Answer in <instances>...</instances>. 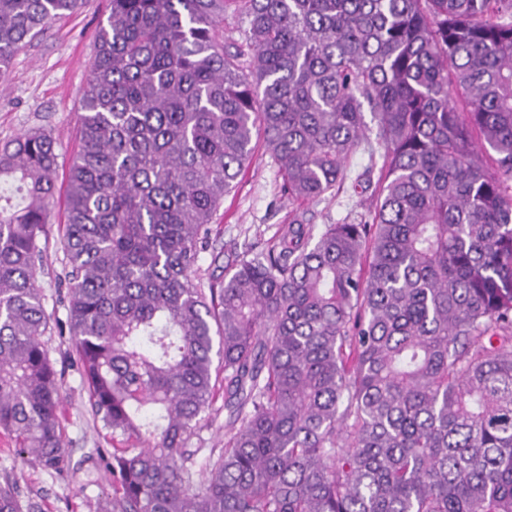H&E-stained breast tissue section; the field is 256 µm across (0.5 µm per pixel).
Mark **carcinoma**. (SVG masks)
Returning a JSON list of instances; mask_svg holds the SVG:
<instances>
[{
    "label": "carcinoma",
    "instance_id": "carcinoma-1",
    "mask_svg": "<svg viewBox=\"0 0 512 512\" xmlns=\"http://www.w3.org/2000/svg\"><path fill=\"white\" fill-rule=\"evenodd\" d=\"M83 4L0 0V80ZM80 95L63 251L116 443L99 512H512V0H110ZM259 140L297 201L366 150L372 221L297 215L205 278ZM59 168L43 130L0 147V432L54 471ZM220 396L224 447H191ZM0 512L36 509L5 482Z\"/></svg>",
    "mask_w": 512,
    "mask_h": 512
}]
</instances>
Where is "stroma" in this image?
I'll return each instance as SVG.
<instances>
[{
	"instance_id": "1",
	"label": "stroma",
	"mask_w": 512,
	"mask_h": 512,
	"mask_svg": "<svg viewBox=\"0 0 512 512\" xmlns=\"http://www.w3.org/2000/svg\"><path fill=\"white\" fill-rule=\"evenodd\" d=\"M108 12L109 0H86L79 13L55 20L15 56L6 80L0 83V144L22 132L43 129L55 140L60 164L68 163L79 144V90L89 75L99 27ZM282 184L278 165L264 149H257L224 199L213 226L212 246L201 255L202 275H221L224 261L244 247L257 252L266 249L279 227L294 215H304L307 223L318 228L372 218L376 185L359 193L347 185L335 195L301 205L288 199ZM46 230L37 271L49 317L43 341L62 386L59 415L71 462L61 473L44 469L0 434V482L9 481L21 502L36 504L38 512H98L101 502L112 495V475L105 463L112 452V438L90 409L68 336L62 204H55Z\"/></svg>"
}]
</instances>
